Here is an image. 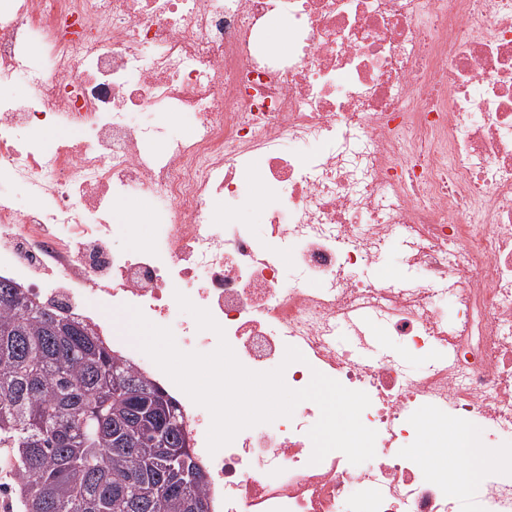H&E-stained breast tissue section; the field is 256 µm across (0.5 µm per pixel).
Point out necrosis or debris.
<instances>
[{"label":"necrosis or debris","mask_w":512,"mask_h":512,"mask_svg":"<svg viewBox=\"0 0 512 512\" xmlns=\"http://www.w3.org/2000/svg\"><path fill=\"white\" fill-rule=\"evenodd\" d=\"M58 127L72 138L45 142ZM258 156L264 229L217 221L214 200L250 205ZM133 192L157 201L153 236L119 252L135 227L110 205ZM392 244L399 275L367 276ZM2 265L41 306L134 307L213 351L182 292L246 368L292 346L289 388L317 370L368 394L370 462L311 463V401L212 453L208 410L113 338L179 405L210 512H512V471L482 469L512 460V0H0ZM373 322L406 357L366 359ZM417 413L496 436L428 463Z\"/></svg>","instance_id":"obj_1"}]
</instances>
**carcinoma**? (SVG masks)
Here are the masks:
<instances>
[{
	"label": "carcinoma",
	"mask_w": 512,
	"mask_h": 512,
	"mask_svg": "<svg viewBox=\"0 0 512 512\" xmlns=\"http://www.w3.org/2000/svg\"><path fill=\"white\" fill-rule=\"evenodd\" d=\"M159 434L174 471L150 452ZM0 457L24 512H208L178 406L22 288L0 287Z\"/></svg>",
	"instance_id": "obj_1"
}]
</instances>
